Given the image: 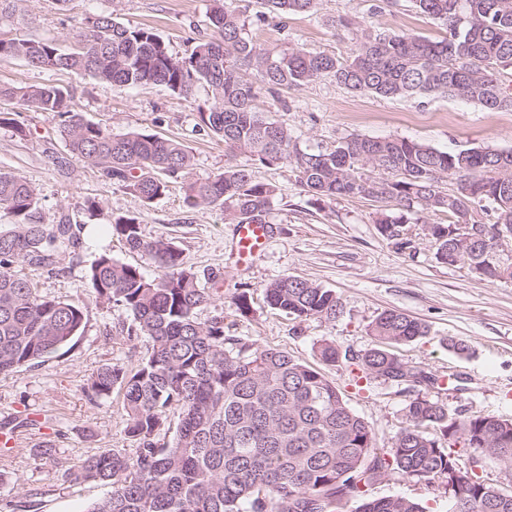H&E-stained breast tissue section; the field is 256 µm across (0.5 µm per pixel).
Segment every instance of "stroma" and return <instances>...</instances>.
Wrapping results in <instances>:
<instances>
[{
    "mask_svg": "<svg viewBox=\"0 0 512 512\" xmlns=\"http://www.w3.org/2000/svg\"><path fill=\"white\" fill-rule=\"evenodd\" d=\"M210 4L211 0H70L62 11L54 0H17L13 13L0 14V37L54 38L70 47L85 14L96 12L154 27L173 54L185 56L198 38L209 33ZM371 4L372 0H319L315 12L281 24L272 18L255 20L250 32L269 49L301 42L311 50L339 55L346 54L350 44L334 36L327 22L340 14L382 29L429 37L441 33L437 22L416 13L411 0H396L392 11L377 16L371 14ZM0 83L64 86L87 120L117 135L143 129L158 133L182 143L192 157L188 175L170 179L167 194L146 204L72 157L60 134L59 117L0 102V112L12 113L27 128L21 138L0 126V171L26 179L37 194L43 222L69 218L77 239L74 248L58 257L56 274L32 267L26 273L40 294L85 309L84 329L73 347L0 375V434L9 427L14 430L11 449L0 448V473L8 480L0 487V499L23 502L26 512H87L107 493V486H74L65 482V474L104 448L135 452L125 434L121 396L115 393L94 401L86 393L88 380L102 366L134 367L148 349L145 341L124 339L127 312L98 297L88 279L91 262L105 252L149 277L159 274L148 254L129 251L108 231L116 215L136 216L145 238L162 236L172 242L201 286L220 277L225 337L279 348L319 366L370 426L378 447H391L403 427L405 394L346 363L320 364L316 349L324 340L355 353L370 348L368 329L386 310L406 313L430 329L428 336L398 349L405 361L438 377V386L426 392L428 398L464 416L489 413L512 420V281H480L463 264L437 260L427 227L447 223V215L411 214L400 227L411 245L399 248L379 231V203L354 197L319 205L300 186L292 166L266 167L244 155L228 156L223 143L199 125L198 111L210 103L207 88L201 86L188 98L162 86L119 89L88 76L34 70L15 58L0 60ZM256 108L286 124L299 147L308 150L333 146L352 135L404 137L443 151L466 145L512 149V111L489 112L452 97L354 95L322 78L278 99L260 92ZM231 162L247 166L256 179L276 187L266 216L270 233L264 250L243 264L235 258L234 225L222 209L191 208L185 202L186 180L219 174ZM86 197L99 201L98 219L88 220L80 210ZM285 275L335 290L341 315L300 322L268 308L264 286ZM246 288L253 303L251 313L243 316L236 313L232 299ZM452 338L468 344L467 355L449 350ZM46 441L56 449L47 458L38 454ZM372 493L411 499L427 512L451 508L442 478L427 481L394 474L375 485Z\"/></svg>",
    "mask_w": 512,
    "mask_h": 512,
    "instance_id": "stroma-1",
    "label": "stroma"
}]
</instances>
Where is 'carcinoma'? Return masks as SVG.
I'll use <instances>...</instances> for the list:
<instances>
[{
    "label": "carcinoma",
    "mask_w": 512,
    "mask_h": 512,
    "mask_svg": "<svg viewBox=\"0 0 512 512\" xmlns=\"http://www.w3.org/2000/svg\"><path fill=\"white\" fill-rule=\"evenodd\" d=\"M417 12L444 27L430 37L378 30L348 14L331 21L336 35L351 43L338 56L314 52L302 43L279 50L258 45L249 34L251 0H212L211 33L186 57L173 55L150 26L117 22L90 13L71 48L53 39L0 38V59L18 58L34 69L89 76L116 87L163 86L189 96L204 85L211 104L199 119L225 150L268 166L292 165L297 181L318 203L369 197L400 211L383 210L375 223L402 248L397 225L412 209L446 212L453 221L428 225L436 258L463 263L479 280H512V170L491 175L500 150L473 146L441 151L404 137H347L336 145L307 151L288 127L254 105L264 89L275 95L331 77L351 93L381 98L435 94L480 104L491 112L512 110V0H412ZM317 0H261L266 15L286 18L312 12ZM71 91L43 84H0V100H15L64 118L61 132L73 156L98 168L113 184L146 204L164 196L169 177L189 169L191 156L178 141L146 130L114 135L83 119L72 108ZM372 168L383 173L373 177ZM444 177L457 179V194L442 190ZM275 196L270 183L247 169L185 184L191 208L218 207L237 224L265 223ZM493 222L481 224L467 244L452 226L466 216V203ZM0 208L14 218L0 230V374L42 363L68 346L84 328L83 307L41 296L17 266L26 263L48 274L57 257L75 246L72 224L41 222L36 194L23 178L0 172ZM110 231L133 252L153 258L162 275L103 253L90 264L96 294L130 316L127 340L145 339L147 356L132 369L105 365L90 379L88 396L118 391L126 412L125 431L135 454L105 448L88 456L67 478L76 484L111 487L87 512H425L400 496L374 497L372 487L397 474L433 480L458 472L451 496L455 512H512V490L473 469L458 468L445 442L462 441L474 453L512 469V422L491 414L454 416L443 403L416 396L404 407L405 426L393 446L379 448L369 425L347 405L323 373L278 348L253 347L224 336V306L217 278L199 286L182 253L166 238L146 239L137 217L120 215ZM267 305L295 320H331L341 313L336 292L294 275L264 287ZM214 307L206 322L197 311ZM428 334L421 321L396 310L381 312L370 327L373 346L362 353L340 351L330 341L317 347L326 364L346 361L404 391L431 389L438 378L418 370L394 351ZM179 411L172 438L160 442L169 411Z\"/></svg>",
    "instance_id": "obj_1"
}]
</instances>
